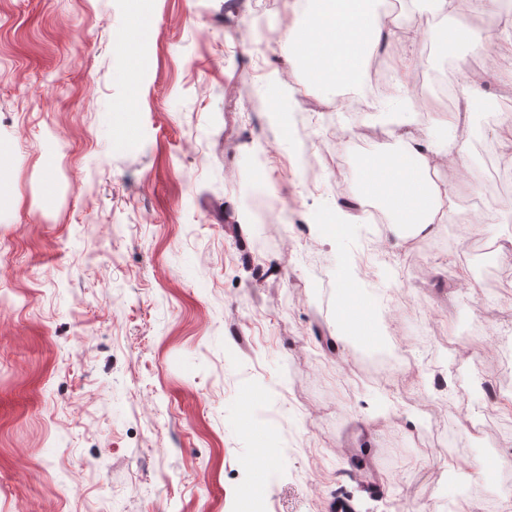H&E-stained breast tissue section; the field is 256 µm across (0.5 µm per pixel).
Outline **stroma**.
Masks as SVG:
<instances>
[{
    "instance_id": "obj_1",
    "label": "stroma",
    "mask_w": 512,
    "mask_h": 512,
    "mask_svg": "<svg viewBox=\"0 0 512 512\" xmlns=\"http://www.w3.org/2000/svg\"><path fill=\"white\" fill-rule=\"evenodd\" d=\"M134 8L0 0V512H453L461 493L496 512L512 464L484 474L467 451L451 479L414 437L454 433L487 409L485 385L512 384L494 368L512 355V295L495 288L512 260L480 273L461 258L471 235L496 243L512 224V132L495 123L512 89L481 85L459 207L423 252H402L375 223L326 229L337 176L359 184L379 148L353 89L346 107L322 106L307 84L306 103L270 119L282 95L267 76L287 73L288 49L256 58L252 36L292 0H153L128 46ZM420 23L448 113L460 65L481 63L463 50L449 66L442 31L499 32L469 0ZM331 127L355 132L337 166ZM402 278L414 285L392 300ZM345 286L371 311L348 342ZM407 317L463 332L457 355L478 364L466 397L454 357L423 339L420 389L363 376ZM376 411L388 421L372 429ZM247 454L267 455L265 482Z\"/></svg>"
}]
</instances>
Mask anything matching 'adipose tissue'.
<instances>
[{
    "label": "adipose tissue",
    "instance_id": "1",
    "mask_svg": "<svg viewBox=\"0 0 512 512\" xmlns=\"http://www.w3.org/2000/svg\"><path fill=\"white\" fill-rule=\"evenodd\" d=\"M457 7L458 0H412L405 15L380 11L379 0H303L298 14L277 32L289 49V75L304 72L325 89L360 84L373 47L388 45L382 63L395 78L397 95L389 101L368 90L362 98L368 111L381 117L392 148L379 163H364L362 182L349 187L351 203L337 205L335 222L347 227L364 223L356 205L375 199L390 215V242L399 250L434 235L457 207L454 185L469 149L464 115L436 110L429 125H419L409 89L426 37L414 14L447 17ZM463 45L496 72L500 83L512 86V64L502 65L497 44L476 32L447 30L438 51L453 56Z\"/></svg>",
    "mask_w": 512,
    "mask_h": 512
}]
</instances>
